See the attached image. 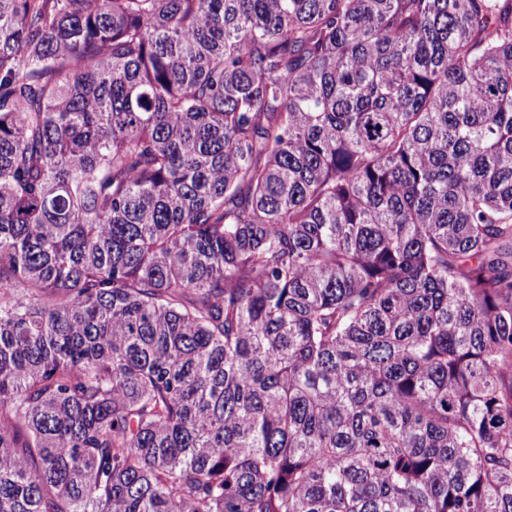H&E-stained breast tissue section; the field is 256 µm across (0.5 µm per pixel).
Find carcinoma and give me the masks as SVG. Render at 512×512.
<instances>
[{
    "instance_id": "cac0c4a2",
    "label": "carcinoma",
    "mask_w": 512,
    "mask_h": 512,
    "mask_svg": "<svg viewBox=\"0 0 512 512\" xmlns=\"http://www.w3.org/2000/svg\"><path fill=\"white\" fill-rule=\"evenodd\" d=\"M0 512H512V0H0Z\"/></svg>"
}]
</instances>
